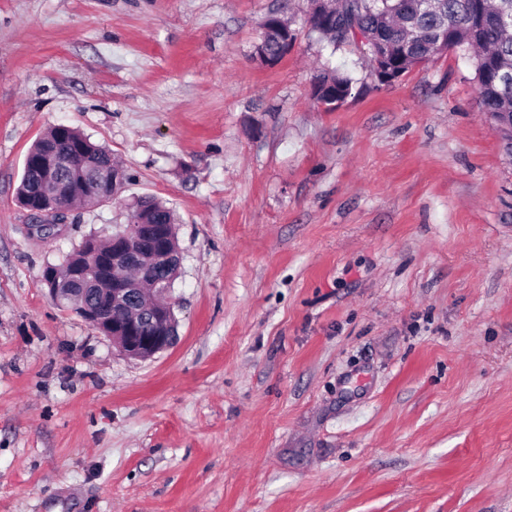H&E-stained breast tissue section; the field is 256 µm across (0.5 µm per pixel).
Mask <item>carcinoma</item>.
I'll return each instance as SVG.
<instances>
[{
    "label": "carcinoma",
    "instance_id": "obj_1",
    "mask_svg": "<svg viewBox=\"0 0 512 512\" xmlns=\"http://www.w3.org/2000/svg\"><path fill=\"white\" fill-rule=\"evenodd\" d=\"M342 11L321 22L305 20L308 31L331 45L357 40L356 32L366 38L369 57L375 58L378 44L404 43L406 50L396 51L395 70L405 73L445 51L460 50L475 63L476 80L486 112L512 113V0H341ZM448 30V45L437 41L440 31ZM294 40L279 29L266 28L262 41L274 65L285 54L286 41ZM321 81L336 90V96L352 95L353 81L346 76L326 73ZM65 137L82 151L87 163L105 159L111 152L92 142L71 126L54 125L29 150L38 156L59 137ZM147 216L175 228V217L165 204L152 197L138 200L134 217ZM100 242L94 234L84 238L63 264L55 267L60 280L70 268L86 262L93 246Z\"/></svg>",
    "mask_w": 512,
    "mask_h": 512
}]
</instances>
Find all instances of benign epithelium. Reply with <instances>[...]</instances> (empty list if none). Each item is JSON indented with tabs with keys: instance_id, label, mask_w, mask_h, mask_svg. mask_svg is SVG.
Returning <instances> with one entry per match:
<instances>
[{
	"instance_id": "obj_1",
	"label": "benign epithelium",
	"mask_w": 512,
	"mask_h": 512,
	"mask_svg": "<svg viewBox=\"0 0 512 512\" xmlns=\"http://www.w3.org/2000/svg\"><path fill=\"white\" fill-rule=\"evenodd\" d=\"M74 162L73 152L61 146L49 150V156L31 164L47 185L38 196L22 205L35 221L32 229L39 235L52 236L64 222L67 197L73 194L70 182L60 172ZM122 171L101 163L90 176L78 182L79 192L109 197L118 189ZM175 260L168 251L166 225L138 221L112 236V247L93 250L90 262L78 265L70 274L69 288H56V273L46 268L41 276L50 286L49 295L56 306L75 311L103 335L119 341L122 354L131 359H148L170 348L176 339L173 306L155 308L140 305L139 289L125 280L123 270L136 264L142 277L161 289L170 288L163 271Z\"/></svg>"
}]
</instances>
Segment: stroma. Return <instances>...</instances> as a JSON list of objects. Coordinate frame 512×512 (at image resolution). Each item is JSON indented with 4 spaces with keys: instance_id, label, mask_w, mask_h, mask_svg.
<instances>
[{
    "instance_id": "35a3bbf8",
    "label": "stroma",
    "mask_w": 512,
    "mask_h": 512,
    "mask_svg": "<svg viewBox=\"0 0 512 512\" xmlns=\"http://www.w3.org/2000/svg\"><path fill=\"white\" fill-rule=\"evenodd\" d=\"M309 7L0 0V512H512V158L468 55L382 83ZM56 124L128 179L43 237L16 192ZM145 196L177 341L135 360L41 274ZM295 34L291 35V37L281 32L279 29L266 27L263 32L262 41L264 43L265 51L269 55V58L266 59V63L270 66L278 63L284 56L286 50V41L292 42L295 40ZM262 43H259L255 49V56L258 60H261L262 57L266 56ZM288 53L285 54V56ZM284 56V57H285ZM321 81L336 90V94L329 93L322 96L323 100L328 102V107H336V96L345 100L352 95L353 81L349 77L326 73L321 77Z\"/></svg>"
}]
</instances>
